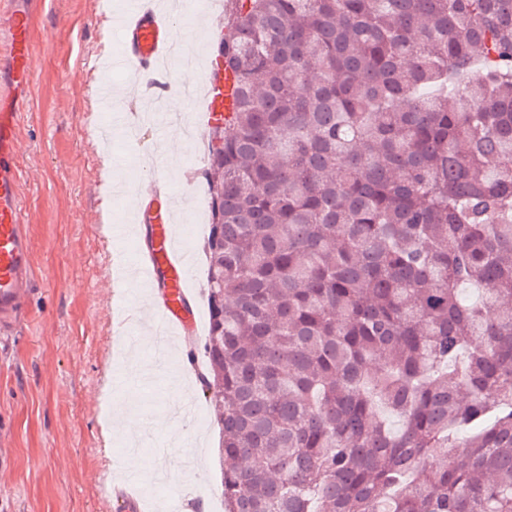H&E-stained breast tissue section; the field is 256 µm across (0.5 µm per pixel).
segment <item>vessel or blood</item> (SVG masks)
<instances>
[{
	"label": "vessel or blood",
	"instance_id": "vessel-or-blood-1",
	"mask_svg": "<svg viewBox=\"0 0 512 512\" xmlns=\"http://www.w3.org/2000/svg\"><path fill=\"white\" fill-rule=\"evenodd\" d=\"M37 0H9L0 13V332L8 326L33 281V247L27 234L19 193V163L16 128L28 101L31 79L30 26L32 6ZM119 29L123 49L114 65L138 73L153 74L160 61L173 55L177 33L167 14L155 0H138ZM234 81L225 76L203 80L201 110L214 119L230 112L233 106ZM173 194L151 193L144 206L138 207L139 223L149 225L152 246L134 248L132 260L146 276L148 284L159 291L154 304L163 334H174L186 342L197 332V315L191 303L188 271L184 255L174 232Z\"/></svg>",
	"mask_w": 512,
	"mask_h": 512
}]
</instances>
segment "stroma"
I'll use <instances>...</instances> for the list:
<instances>
[{
	"mask_svg": "<svg viewBox=\"0 0 512 512\" xmlns=\"http://www.w3.org/2000/svg\"><path fill=\"white\" fill-rule=\"evenodd\" d=\"M180 3L174 23L186 43L218 29L221 10L208 12L206 29L197 31L203 0ZM100 15L98 0H40L32 18V77L17 153L34 276L12 335H0V512H119L100 489L105 473L128 481L146 512H171L179 500L221 512L212 408L195 374L186 382L197 413L172 421L170 397L179 386L166 370L144 381L155 360L129 349L138 334L134 314L149 308L148 289L125 273L133 237L105 238L96 222L106 204L120 220L134 197L104 196L101 151L86 131V115L104 120L116 112L130 120L113 138L116 184L150 186L154 176L138 159L161 146L176 160L171 184L182 193L205 190L204 143L171 138L167 125H137L153 101L131 70H113L111 106L94 97L102 67L122 51L117 35L102 50ZM136 387L143 394L132 420L119 414L103 427L102 392L123 405ZM173 449L185 466L157 485L140 461L165 460Z\"/></svg>",
	"mask_w": 512,
	"mask_h": 512,
	"instance_id": "stroma-1",
	"label": "stroma"
}]
</instances>
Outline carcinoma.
<instances>
[{"mask_svg":"<svg viewBox=\"0 0 512 512\" xmlns=\"http://www.w3.org/2000/svg\"><path fill=\"white\" fill-rule=\"evenodd\" d=\"M220 27L224 512H512V0H229Z\"/></svg>","mask_w":512,"mask_h":512,"instance_id":"cac0c4a2","label":"carcinoma"}]
</instances>
